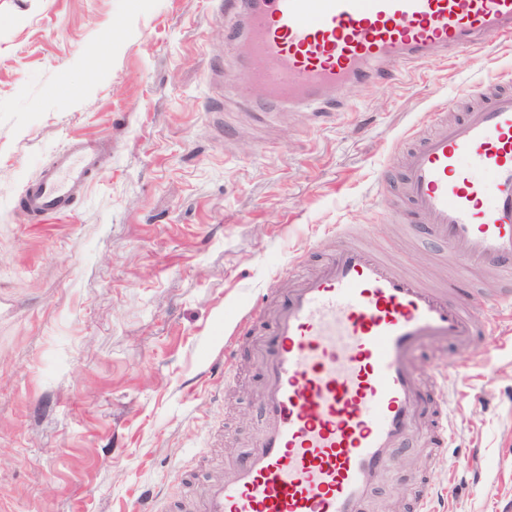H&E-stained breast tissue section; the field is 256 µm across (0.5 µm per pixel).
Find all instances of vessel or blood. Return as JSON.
I'll return each mask as SVG.
<instances>
[{
    "label": "vessel or blood",
    "instance_id": "vessel-or-blood-1",
    "mask_svg": "<svg viewBox=\"0 0 512 512\" xmlns=\"http://www.w3.org/2000/svg\"><path fill=\"white\" fill-rule=\"evenodd\" d=\"M241 17L246 92L345 112L358 79L390 80L426 61L512 41V0H224ZM454 117L436 113L402 158L404 208L428 234L460 249L467 270L512 280V89L465 93ZM98 169L94 140L75 138L27 188L23 214L42 222L71 212ZM490 182L479 179V172ZM474 297L430 288L359 242L337 246L288 287H269L242 315L254 338L264 422L245 457L175 512H373L396 451L422 424L445 455L448 400L429 395L416 368L427 342L469 348L478 336Z\"/></svg>",
    "mask_w": 512,
    "mask_h": 512
}]
</instances>
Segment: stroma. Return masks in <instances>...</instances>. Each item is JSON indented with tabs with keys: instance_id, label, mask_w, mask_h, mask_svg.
<instances>
[{
	"instance_id": "obj_1",
	"label": "stroma",
	"mask_w": 512,
	"mask_h": 512,
	"mask_svg": "<svg viewBox=\"0 0 512 512\" xmlns=\"http://www.w3.org/2000/svg\"><path fill=\"white\" fill-rule=\"evenodd\" d=\"M220 0H0V512H130L148 492L203 486L263 424L249 342L224 341L269 286L358 229L433 287L492 298L503 282L391 223L405 135L464 86L512 73V43L433 50L398 80L362 81L352 109L242 107L244 52ZM74 137L101 166L70 214L15 207ZM447 371L455 450L430 463L412 434L375 512H512V322L478 350L417 355ZM448 372V371H447Z\"/></svg>"
}]
</instances>
